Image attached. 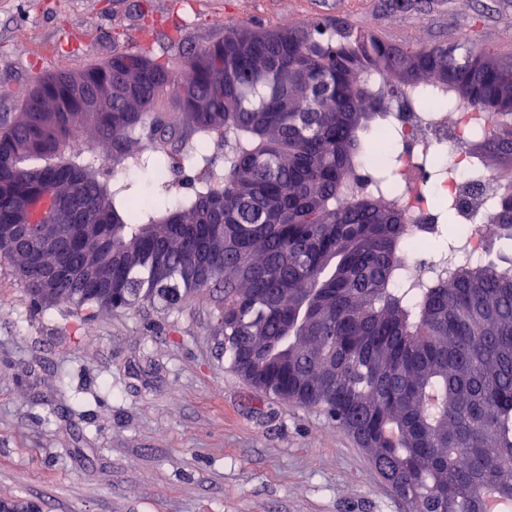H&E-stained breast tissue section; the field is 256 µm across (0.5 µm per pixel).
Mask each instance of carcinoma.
<instances>
[{
    "label": "carcinoma",
    "mask_w": 512,
    "mask_h": 512,
    "mask_svg": "<svg viewBox=\"0 0 512 512\" xmlns=\"http://www.w3.org/2000/svg\"><path fill=\"white\" fill-rule=\"evenodd\" d=\"M368 70L386 75L375 93ZM435 84L491 129L467 150L479 181L512 173V64L458 41L418 52L329 17L302 28L224 29L181 68L127 49L37 79L0 116V224L76 198L100 225L68 260L97 264L110 288L49 281L9 255L31 303L77 310L175 307L220 287L217 325L231 368L277 400L322 411L374 460L409 512H486L512 503V253L462 261L416 301L390 287L411 234L378 196L336 207L383 131L399 91ZM100 101L85 112L81 93ZM90 132L93 147L67 141ZM224 133L223 177L211 135ZM193 179L168 178L184 146ZM154 172L151 194L102 177L106 164ZM396 160L363 177L396 187ZM512 244V189L485 214Z\"/></svg>",
    "instance_id": "obj_1"
}]
</instances>
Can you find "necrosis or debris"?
I'll use <instances>...</instances> for the list:
<instances>
[{
  "instance_id": "1",
  "label": "necrosis or debris",
  "mask_w": 512,
  "mask_h": 512,
  "mask_svg": "<svg viewBox=\"0 0 512 512\" xmlns=\"http://www.w3.org/2000/svg\"><path fill=\"white\" fill-rule=\"evenodd\" d=\"M417 95V90L408 88L393 101L385 120L386 134L365 157L371 165L388 153L396 155L398 187L388 200L405 211L413 229L405 267L395 285L416 294L433 281L449 277L450 259L441 247L443 226L436 202L456 199L469 189L475 160L464 143L473 130L489 127L486 113L452 100L448 90H437V97L448 101L447 107L438 109H412ZM458 220L461 230L455 245L459 252L484 256L495 236L494 225L475 223L468 209L460 212Z\"/></svg>"
}]
</instances>
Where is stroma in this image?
Returning a JSON list of instances; mask_svg holds the SVG:
<instances>
[{
  "mask_svg": "<svg viewBox=\"0 0 512 512\" xmlns=\"http://www.w3.org/2000/svg\"><path fill=\"white\" fill-rule=\"evenodd\" d=\"M330 17L407 50L474 33L512 57V0H0V110L40 76L144 47ZM213 291L164 308L33 307L0 262V505L36 512H407L326 415L230 366Z\"/></svg>",
  "mask_w": 512,
  "mask_h": 512,
  "instance_id": "35a3bbf8",
  "label": "stroma"
}]
</instances>
